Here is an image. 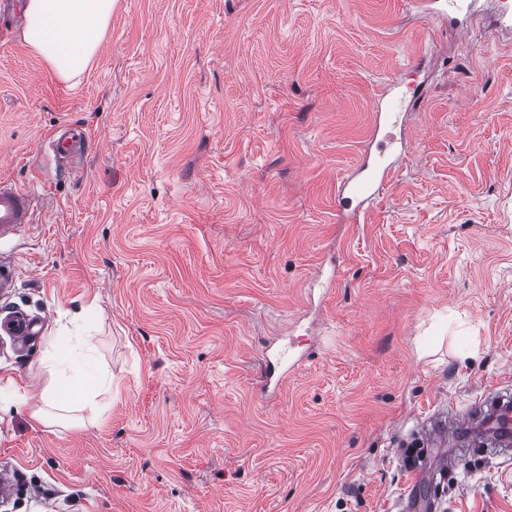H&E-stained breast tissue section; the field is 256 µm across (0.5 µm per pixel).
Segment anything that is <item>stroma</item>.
<instances>
[{
  "mask_svg": "<svg viewBox=\"0 0 512 512\" xmlns=\"http://www.w3.org/2000/svg\"><path fill=\"white\" fill-rule=\"evenodd\" d=\"M500 0L429 19L423 0H116L88 70L57 78L0 41V176L38 188L11 254L6 377L93 309L112 378L93 423L0 417V512H512V449L407 459L422 422L512 391V29ZM419 89L371 212L336 190L387 80ZM65 123L93 142L57 164ZM295 367L262 392L267 350ZM0 328L21 345L26 344L32 336L36 335L34 323L22 314L13 315L1 321Z\"/></svg>",
  "mask_w": 512,
  "mask_h": 512,
  "instance_id": "stroma-1",
  "label": "stroma"
}]
</instances>
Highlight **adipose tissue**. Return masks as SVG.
Here are the masks:
<instances>
[{
    "label": "adipose tissue",
    "instance_id": "ef3b65f1",
    "mask_svg": "<svg viewBox=\"0 0 512 512\" xmlns=\"http://www.w3.org/2000/svg\"><path fill=\"white\" fill-rule=\"evenodd\" d=\"M114 5L115 0H27L22 38L58 78L67 82L78 79L97 53L99 36L109 25ZM90 360L87 343L81 339L46 351L41 365L50 373V382H32L23 392L0 394V412L29 403L33 406L31 419L50 426L63 422L65 413L95 410L98 397L111 393V381L97 380L75 401L56 383L68 368Z\"/></svg>",
    "mask_w": 512,
    "mask_h": 512
}]
</instances>
